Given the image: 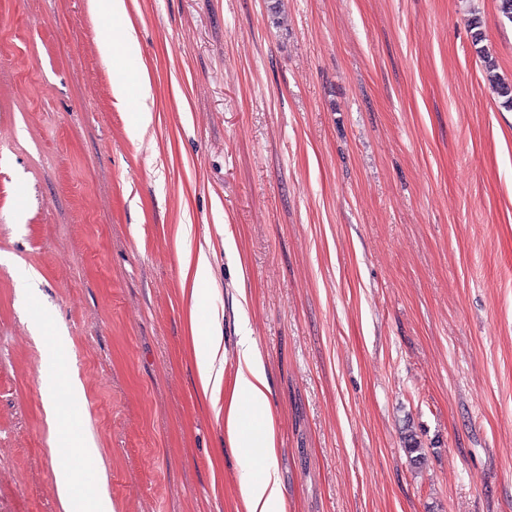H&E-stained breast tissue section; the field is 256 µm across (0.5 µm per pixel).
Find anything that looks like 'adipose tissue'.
Segmentation results:
<instances>
[{
    "mask_svg": "<svg viewBox=\"0 0 512 512\" xmlns=\"http://www.w3.org/2000/svg\"><path fill=\"white\" fill-rule=\"evenodd\" d=\"M96 16L112 23L111 36L102 37L100 52L105 59L136 56L139 44L131 25L125 24L126 0H90ZM206 350L197 360V371L204 394L219 392L227 364H234L233 389L226 411L229 444L249 448L239 477V490L245 512H286V497L275 466L276 434L269 404V384L261 351L249 336L237 342L235 361H228L224 330L218 316H211L204 328ZM93 449L57 455L54 475L66 512H76L74 493L78 481L75 461L89 458Z\"/></svg>",
    "mask_w": 512,
    "mask_h": 512,
    "instance_id": "1",
    "label": "adipose tissue"
}]
</instances>
